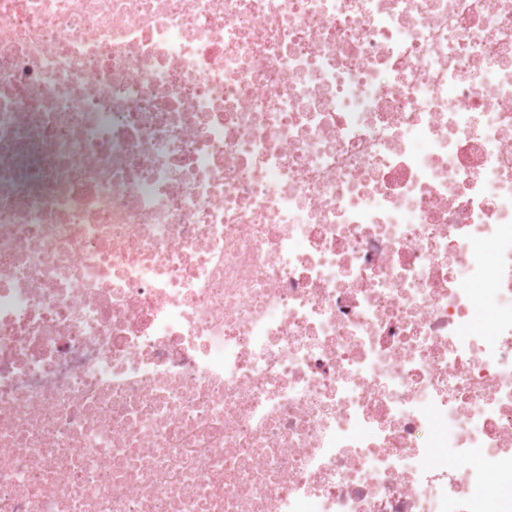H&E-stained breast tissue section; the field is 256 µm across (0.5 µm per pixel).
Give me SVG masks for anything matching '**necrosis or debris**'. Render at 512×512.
Masks as SVG:
<instances>
[{
  "label": "necrosis or debris",
  "instance_id": "obj_1",
  "mask_svg": "<svg viewBox=\"0 0 512 512\" xmlns=\"http://www.w3.org/2000/svg\"><path fill=\"white\" fill-rule=\"evenodd\" d=\"M477 490L512 512V0H0V512Z\"/></svg>",
  "mask_w": 512,
  "mask_h": 512
}]
</instances>
